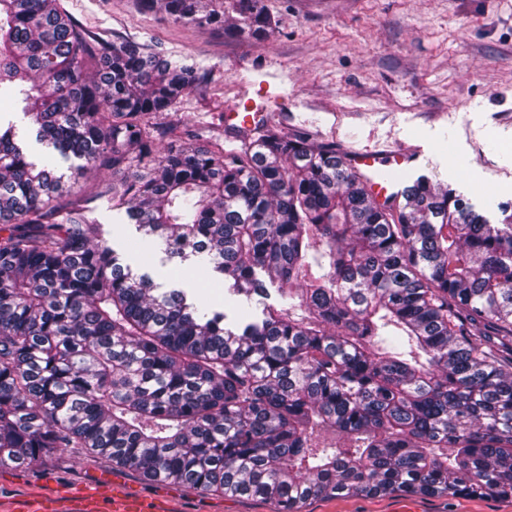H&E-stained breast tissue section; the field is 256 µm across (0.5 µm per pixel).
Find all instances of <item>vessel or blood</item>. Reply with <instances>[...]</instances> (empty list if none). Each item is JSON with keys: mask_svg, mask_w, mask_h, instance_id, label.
Wrapping results in <instances>:
<instances>
[{"mask_svg": "<svg viewBox=\"0 0 512 512\" xmlns=\"http://www.w3.org/2000/svg\"><path fill=\"white\" fill-rule=\"evenodd\" d=\"M414 150L376 152L353 150L344 157L346 166L362 174L378 201H392L400 194V183L419 162ZM0 512H173L164 498H139L108 493L101 488L84 489L63 498L17 499L0 506Z\"/></svg>", "mask_w": 512, "mask_h": 512, "instance_id": "obj_1", "label": "vessel or blood"}]
</instances>
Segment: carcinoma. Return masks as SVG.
I'll list each match as a JSON object with an SVG mask.
<instances>
[{
  "instance_id": "carcinoma-1",
  "label": "carcinoma",
  "mask_w": 512,
  "mask_h": 512,
  "mask_svg": "<svg viewBox=\"0 0 512 512\" xmlns=\"http://www.w3.org/2000/svg\"><path fill=\"white\" fill-rule=\"evenodd\" d=\"M264 40V0H136ZM204 76L81 35L58 0H0V467L83 448L144 479L276 501L512 498V206L497 224L420 175L380 204L336 145L264 126L162 148L150 119ZM46 148L34 161L12 119ZM79 164H73V161ZM78 175L145 242L204 258L244 324L101 240ZM328 265L314 275L312 265ZM101 181H105V183H112V181H114V183L118 185L120 176L113 177L112 171L103 170L98 175L87 174L84 177L76 178V180L71 178L69 184L72 194L91 197L99 190L102 183Z\"/></svg>"
}]
</instances>
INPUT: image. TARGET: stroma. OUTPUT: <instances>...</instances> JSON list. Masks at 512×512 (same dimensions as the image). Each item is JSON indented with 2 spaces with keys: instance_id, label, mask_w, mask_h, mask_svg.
<instances>
[{
  "instance_id": "obj_1",
  "label": "stroma",
  "mask_w": 512,
  "mask_h": 512,
  "mask_svg": "<svg viewBox=\"0 0 512 512\" xmlns=\"http://www.w3.org/2000/svg\"><path fill=\"white\" fill-rule=\"evenodd\" d=\"M86 35L138 42L206 73L174 109L156 114L162 146L236 145L224 115L250 103L267 125L347 151L417 147L420 174L472 204L512 202V0H265L276 20L264 41L176 23L135 0H59ZM110 171L71 181L90 198L101 237L134 271L199 287L223 307L208 263L167 259L145 246L124 210L99 195ZM164 495L179 512H280L276 502L152 482L80 448L31 468H0V500L61 496L84 487ZM302 512H512V499L409 495L317 497Z\"/></svg>"
}]
</instances>
